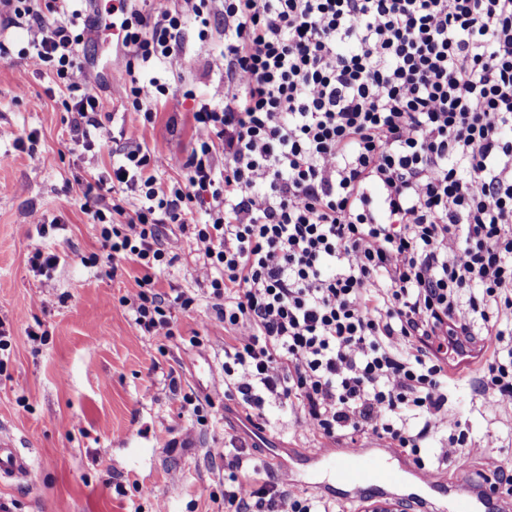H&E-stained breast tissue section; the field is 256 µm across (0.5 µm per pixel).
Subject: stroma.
I'll return each mask as SVG.
<instances>
[{"label":"stroma","instance_id":"obj_1","mask_svg":"<svg viewBox=\"0 0 512 512\" xmlns=\"http://www.w3.org/2000/svg\"><path fill=\"white\" fill-rule=\"evenodd\" d=\"M184 38L186 55L174 79L196 97L180 112L161 109L149 121L112 79V36L102 32L85 45L101 73L110 116L105 127L126 133L101 138L90 151L71 138V114L52 74L13 54L0 57L6 132L0 139L6 187L0 192V323L10 330L0 350V434L12 435L32 459L27 481H0V512H224V486L232 478L224 452L242 442L248 446L242 472L269 471L267 450L275 448L297 474L294 492L323 495L341 512L408 496L419 499L423 512H447L450 491L476 488L478 478L494 477L500 467L512 475V410L500 409L482 388L486 353L470 363L449 362L447 382L448 417L468 430L481 453L442 456L449 433H435L426 469L400 456L392 462L398 485L351 499L325 466L301 454L327 448L336 455L343 440L302 430L296 411L285 406L252 416L236 393L209 396L210 385L224 383V325L211 316L206 283L185 275L193 252L183 251L158 275L160 289L196 298L192 308L174 309V338L161 344L136 331L121 298L139 271L126 260L109 265L100 227L82 204L87 185L107 176L114 157L135 142L163 147V183L182 180L195 100L210 96L224 76L221 27L202 42L190 23ZM36 215L43 223H33ZM38 243L61 257L47 277L31 267ZM185 393L202 404L208 425H198L191 407L182 406ZM424 471L431 486L420 483Z\"/></svg>","mask_w":512,"mask_h":512}]
</instances>
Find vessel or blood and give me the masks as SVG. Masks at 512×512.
<instances>
[{
  "instance_id": "obj_1",
  "label": "vessel or blood",
  "mask_w": 512,
  "mask_h": 512,
  "mask_svg": "<svg viewBox=\"0 0 512 512\" xmlns=\"http://www.w3.org/2000/svg\"><path fill=\"white\" fill-rule=\"evenodd\" d=\"M306 456L326 460L337 483L361 491L367 488L390 486L399 479L387 460L396 456V449H386L384 454L372 455L366 449L352 446L340 456L329 455L327 449L309 448ZM31 471L29 458L14 448L9 438L0 437V479L25 480Z\"/></svg>"
}]
</instances>
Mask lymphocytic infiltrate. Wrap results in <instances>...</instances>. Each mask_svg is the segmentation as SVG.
Returning a JSON list of instances; mask_svg holds the SVG:
<instances>
[{
	"label": "lymphocytic infiltrate",
	"instance_id": "f902f5d3",
	"mask_svg": "<svg viewBox=\"0 0 512 512\" xmlns=\"http://www.w3.org/2000/svg\"><path fill=\"white\" fill-rule=\"evenodd\" d=\"M93 3L0 0L87 150L103 128L100 75L79 55ZM190 18L202 41L222 21L224 83L192 113L182 181L160 182L165 155L138 143L112 180L139 207L84 203L109 258L141 270L122 298L135 328L170 339L173 308L194 305L155 280L188 246L234 340L224 378L254 412L276 400L312 435L373 434L416 458L449 423L442 351L479 343L493 349L482 386L511 410L512 0H117L112 77L145 116L186 96L141 73L180 67ZM188 223L191 243L162 232ZM224 509L335 505L276 474L237 480Z\"/></svg>",
	"mask_w": 512,
	"mask_h": 512
}]
</instances>
